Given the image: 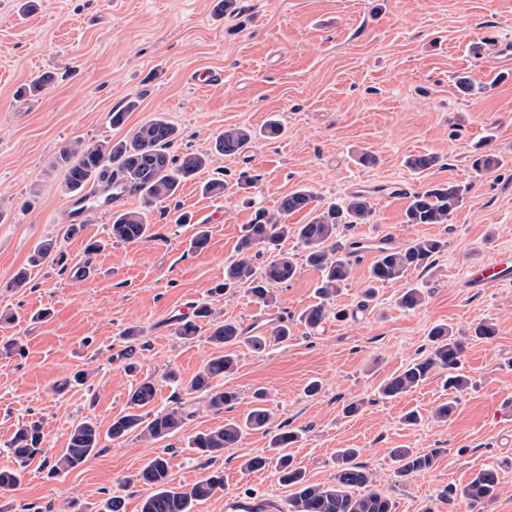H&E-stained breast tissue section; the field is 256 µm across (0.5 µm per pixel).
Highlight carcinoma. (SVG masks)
<instances>
[{"label": "carcinoma", "instance_id": "cac0c4a2", "mask_svg": "<svg viewBox=\"0 0 512 512\" xmlns=\"http://www.w3.org/2000/svg\"><path fill=\"white\" fill-rule=\"evenodd\" d=\"M179 139L178 128L164 116L157 115L127 138L117 142L83 140L67 141L54 156L52 166L63 173L62 189L72 197L84 200L94 194L93 187L99 182L120 189L130 188L139 193L146 207L172 198L179 187L204 169L210 162V154L184 152L173 153ZM253 135L243 127L224 130L212 151L228 155H243L252 147ZM439 162L429 153L408 158L407 166L416 172L427 171ZM499 165L498 157L484 151L476 156L471 166L480 175ZM466 188L453 183H439L413 194L406 210L408 224H446L455 208L462 201ZM314 195L306 189H298L281 198L278 215L258 218L245 228L239 244V258L229 263L224 271V287L245 285L252 297L262 303L273 300L271 287L286 284L298 272L294 257L282 250L281 241L293 234L302 246L305 265L321 272L322 280L318 293L328 299L339 292L349 280L352 272L351 258L363 251V242L350 240L342 243L337 239L340 226L368 224L372 221V208L367 195L355 193L341 202L327 207L313 205ZM309 210L310 219L305 224L291 226L282 223L288 215ZM110 237L118 242L139 244L153 236L151 225L140 212L121 211L112 215ZM446 243L437 238H417L401 246L378 243L368 272L365 296L371 297L376 290L388 283L405 277L408 271L425 268L431 258L440 253ZM266 254L261 269H255L253 260ZM51 262L66 267V256L51 242L41 243L31 259L33 265ZM421 289L408 286L397 298V305L412 310L422 303ZM330 310L326 303L318 302L303 313L307 328L315 330L328 318ZM212 311L206 304L195 309L194 319L179 322L176 332L190 339L198 330L196 321L210 318ZM288 325L280 318L267 329L250 335L235 322L216 323L209 339L220 352L212 357L194 376L190 389L208 397V405L217 412L224 410L238 399V393L230 388L218 389L213 381L234 372L237 359L232 348L244 343L255 351H262L271 343L288 341ZM431 350L423 358L416 359L402 370L386 378L379 387L384 399H397L427 381L438 370L448 371L446 389L462 393L469 387V378L460 373L464 346L455 338L446 325L434 327L429 334ZM156 394L154 384L144 380L131 391L128 411L112 419L108 428L111 439L117 440L134 432L149 440H163L173 436L191 416V407L186 404L169 410L142 414L140 410L149 406ZM255 407L241 421H228L223 426L199 432L190 440V447L197 455L208 460L234 447L247 430H265L272 433L270 454L258 453L245 460L243 466L251 471H260L275 464L279 482L290 489L288 512H396V504L386 493L373 486L371 470L357 462L359 449L342 448L336 452V472L333 482L316 484L310 482L305 471L293 462L287 452L297 442L298 434L283 426L273 428V417L266 407L267 394H254ZM99 424L85 419L76 424L68 438L67 448L57 458L46 457L43 448L41 425L34 421L19 425L7 447L18 467L0 470V491L15 487L25 473V467L36 459L49 466L48 474L57 475L83 465L101 447ZM444 452L442 448H430L422 452L412 448H393L390 456L396 464L395 476L407 477L413 473L432 469ZM498 464L487 465L478 470L462 488L446 485L437 492V499L448 500L456 496L464 498L471 512H485L495 501L500 490ZM137 480L151 486L154 492L142 502L140 512H193L195 505L212 497L224 488V471H215L208 478L182 490L170 486L171 474L167 458L157 456L137 475Z\"/></svg>", "mask_w": 512, "mask_h": 512}]
</instances>
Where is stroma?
<instances>
[{
    "instance_id": "1",
    "label": "stroma",
    "mask_w": 512,
    "mask_h": 512,
    "mask_svg": "<svg viewBox=\"0 0 512 512\" xmlns=\"http://www.w3.org/2000/svg\"><path fill=\"white\" fill-rule=\"evenodd\" d=\"M0 0V342L16 341L19 353L0 355V469L15 467L7 443L18 424L40 421L48 455L66 448L73 426L86 418L108 428L126 411L134 385L156 386L152 411L191 401L195 413L172 437L150 441L130 434L101 448L83 466L48 476L32 462L20 483L0 494V512H100L105 499L121 497L124 512H140L151 489L135 479L155 457H166L173 485L224 473V489L197 504L195 512H224V495L252 489L287 497L274 467L247 472L243 461L263 452L269 434L253 430L237 447L213 460L188 446L197 432L243 416L255 389L268 391L275 423L296 430L295 462L311 482L327 484L340 448L359 449L376 488L392 495L397 512H468L462 500L434 502L436 489L464 485L485 464L505 461L498 498L488 512H512V281L488 291L470 288V267L512 251V69L494 65L501 40L512 39V0H237L236 14H221L219 0ZM53 79L36 96L19 95L40 74ZM207 75L201 88L193 76ZM460 74L481 84L466 95ZM137 107L123 125L107 114L127 102ZM181 132L176 151H208L224 129L245 126L257 136L250 151L218 156L171 201L144 209L139 194H114L107 184L96 196L108 209L89 212L77 235L60 171L50 166L59 147L74 139L118 141L156 115ZM284 132L260 136L270 116ZM487 146L498 169L475 175L471 157ZM375 165L359 164L362 153ZM431 153L434 168L409 170L407 156ZM224 178L218 196L203 195L201 182ZM467 191L448 223L410 224L405 210L412 193L441 182ZM401 185L396 198L382 187ZM309 189L316 205L368 195L372 223L340 228L338 238L392 235L396 244L421 237L445 241L426 270L381 287L368 306L361 291L373 261H354L352 277L329 302L347 313L317 330L301 321L316 303L319 273L301 266L297 277L274 286L271 305L257 303L245 287L217 291L224 266L237 255L244 225L258 211L275 213L280 198ZM145 210L153 240L112 243L86 252L106 238L117 211ZM190 223H176L177 212ZM206 227V250L190 240ZM53 239L67 253L71 270L29 267L37 243ZM30 268L26 288L12 281ZM82 276H74L73 268ZM419 287L425 301L404 310L395 299L404 285ZM208 303L218 319L261 326L287 319V343L256 352L236 349V371L220 387L239 393L230 409L208 408L207 398L187 385L217 348L208 329L184 339L175 333L195 304ZM493 322L491 339L474 338L475 326ZM439 323L466 339L462 363L471 385L454 397L445 422L431 418L448 400L442 376L402 397L385 401L377 388L411 360L427 355L428 333ZM138 336L127 337L129 328ZM85 384H71L75 372ZM177 380H169V372ZM317 396H305L309 381ZM360 409L346 415L345 405ZM423 417L404 426L409 410ZM442 449L436 468L396 480L394 448Z\"/></svg>"
}]
</instances>
